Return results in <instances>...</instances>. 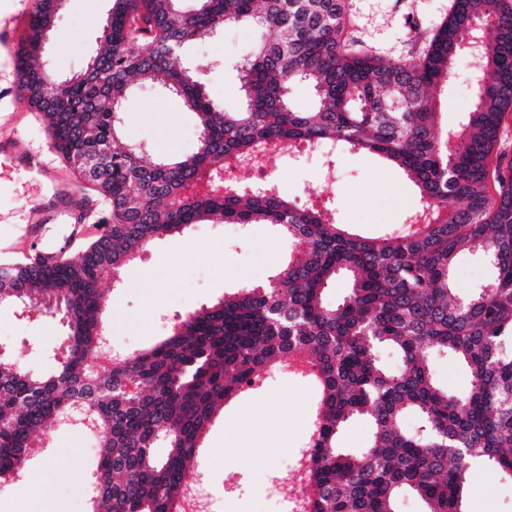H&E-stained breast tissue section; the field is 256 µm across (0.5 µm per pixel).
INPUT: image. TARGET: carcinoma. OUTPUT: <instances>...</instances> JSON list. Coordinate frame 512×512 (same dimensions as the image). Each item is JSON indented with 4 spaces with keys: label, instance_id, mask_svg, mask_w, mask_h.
<instances>
[{
    "label": "carcinoma",
    "instance_id": "obj_1",
    "mask_svg": "<svg viewBox=\"0 0 512 512\" xmlns=\"http://www.w3.org/2000/svg\"><path fill=\"white\" fill-rule=\"evenodd\" d=\"M111 0L86 69L59 80L37 59L58 0H35L16 64L21 97L43 119L52 147L99 194L103 231L53 260L3 261L0 302L55 306L67 324L66 355L48 375L0 357V487L18 480L46 429L88 417L96 441L90 512H186L189 468L224 403L265 372L301 362L320 390L309 430L304 512H399L411 492L425 512H462L477 463L512 473V160L500 150L512 112V0H453L427 50L383 60L345 37V0ZM489 30L475 102L448 146L430 91L448 85L455 52L475 20ZM274 38L239 67L245 104L227 112L183 57L186 44L230 23ZM162 81L199 128L195 151L151 159L118 140L122 103L135 81ZM315 93L297 110L290 84ZM377 155L403 170L421 206L404 228L366 238L331 209L300 208L274 186L232 188L224 171L250 158L277 161L302 146ZM212 191L189 194L205 177ZM272 224L291 250L264 284L234 288L177 318L155 346L115 353L93 368L107 329L102 284L155 243L212 218ZM478 249L489 280L458 294L457 254ZM339 275L347 296L326 300ZM393 351L398 366L378 352ZM466 365L471 387L452 394L430 361ZM419 418L409 433L404 418ZM365 419L357 454L337 440ZM163 447L166 453L158 455Z\"/></svg>",
    "mask_w": 512,
    "mask_h": 512
}]
</instances>
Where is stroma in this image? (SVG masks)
I'll list each match as a JSON object with an SVG mask.
<instances>
[{
    "mask_svg": "<svg viewBox=\"0 0 512 512\" xmlns=\"http://www.w3.org/2000/svg\"><path fill=\"white\" fill-rule=\"evenodd\" d=\"M452 0H346L348 38L369 55L384 59L421 54L435 29L447 19ZM111 8L110 0H63L38 59L63 78L80 71L94 53ZM261 33L247 24L193 41L185 51L202 70L209 96L236 111L241 104L237 65ZM477 80L465 60H456L448 91L437 109L447 128L458 126L473 104ZM14 61L0 50V138L18 130L19 150L44 147L47 134L36 114L20 100ZM127 139L154 157L184 155L197 144L194 114L178 98L156 86H134L124 104ZM320 152L279 159L271 173L280 192L304 207L310 191L322 186ZM338 223L353 233L377 237L399 230L406 212L420 199L401 170L372 155L342 153L336 170ZM50 197L21 165L0 169V259L22 260L60 248H73L102 230L101 224H53ZM288 255V241L269 224L204 222L156 245L127 266L122 284L106 288L104 320L114 350L132 353L151 346L168 323L187 311L211 304L240 284L267 281ZM67 333L60 315L46 309L22 311L0 305V352L23 370L52 368ZM318 401L315 385L291 372L271 373L255 390L225 403L201 450L215 512H279L288 490V467H301ZM51 446L31 458L23 481L0 488V512H19L27 483H36L56 512H89L85 484L97 465L91 436L73 428L49 430ZM251 444L249 456L239 447ZM463 512H512V474L475 467L467 481Z\"/></svg>",
    "mask_w": 512,
    "mask_h": 512,
    "instance_id": "obj_1",
    "label": "stroma"
}]
</instances>
